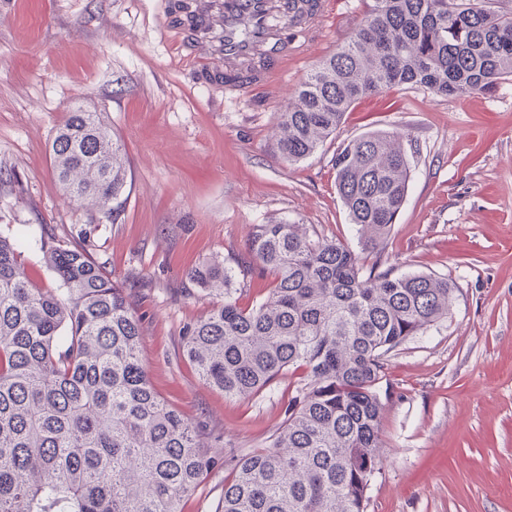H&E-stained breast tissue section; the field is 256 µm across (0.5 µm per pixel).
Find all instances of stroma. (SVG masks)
Masks as SVG:
<instances>
[{
  "instance_id": "1",
  "label": "stroma",
  "mask_w": 512,
  "mask_h": 512,
  "mask_svg": "<svg viewBox=\"0 0 512 512\" xmlns=\"http://www.w3.org/2000/svg\"><path fill=\"white\" fill-rule=\"evenodd\" d=\"M172 0H0V234L33 278L58 282L40 239L85 249L140 320L154 390L208 433L215 468L183 512H216L234 460L269 444L303 371L250 398L204 384L182 355L188 323L214 300L189 272L240 258L254 225L297 221L357 247L336 191L334 156L369 131L405 134L411 176L381 249L395 273L447 278V318L386 361L383 459L367 512H512V84L437 96L397 86L356 101L339 134L290 166L269 136L310 67L357 26L364 0H335L271 82L212 81L203 53L179 45ZM103 112L129 158L118 222L69 203L51 169L69 103Z\"/></svg>"
}]
</instances>
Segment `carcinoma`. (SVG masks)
Returning <instances> with one entry per match:
<instances>
[{"instance_id": "cac0c4a2", "label": "carcinoma", "mask_w": 512, "mask_h": 512, "mask_svg": "<svg viewBox=\"0 0 512 512\" xmlns=\"http://www.w3.org/2000/svg\"><path fill=\"white\" fill-rule=\"evenodd\" d=\"M489 0H370L349 39L321 58L278 113L271 150L294 165L336 135L361 97L409 84L442 96L492 93L512 81V10ZM191 0H174L196 31ZM215 78L234 85L256 64ZM67 198L93 217L124 211L127 166L102 113L66 107L51 143ZM336 188L361 244L376 249L408 190L403 136L372 132L334 158ZM58 288L36 283L0 235V512H181L217 459L204 431L152 388L140 320L112 275L85 250L40 240ZM248 258L214 257L190 279L216 305L183 334L206 384L251 397L299 369L306 383L265 448L224 479L217 512H365L381 462L387 355L446 317L448 279L367 266L334 238L270 219ZM271 277L242 306L235 284Z\"/></svg>"}]
</instances>
